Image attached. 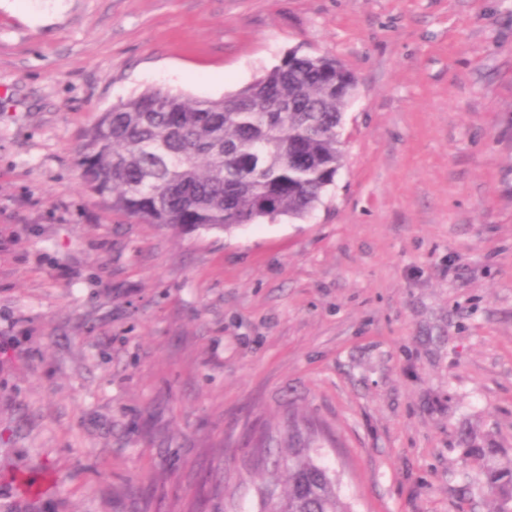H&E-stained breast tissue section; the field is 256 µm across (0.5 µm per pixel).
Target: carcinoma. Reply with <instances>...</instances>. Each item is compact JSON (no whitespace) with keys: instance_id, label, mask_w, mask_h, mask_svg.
Masks as SVG:
<instances>
[{"instance_id":"1","label":"carcinoma","mask_w":512,"mask_h":512,"mask_svg":"<svg viewBox=\"0 0 512 512\" xmlns=\"http://www.w3.org/2000/svg\"><path fill=\"white\" fill-rule=\"evenodd\" d=\"M355 77L336 58L288 53L253 84L221 100L146 90L120 100L85 130L77 166L114 214L179 233L300 219L342 167L343 109ZM288 487L265 512H350L336 478L311 456L267 465ZM494 512H512V460L486 473Z\"/></svg>"}]
</instances>
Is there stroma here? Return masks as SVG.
Instances as JSON below:
<instances>
[{
	"instance_id": "1",
	"label": "stroma",
	"mask_w": 512,
	"mask_h": 512,
	"mask_svg": "<svg viewBox=\"0 0 512 512\" xmlns=\"http://www.w3.org/2000/svg\"><path fill=\"white\" fill-rule=\"evenodd\" d=\"M356 78L305 219L182 234L82 184L145 89ZM310 428L352 512H493L512 460V0H0V512H261ZM486 480L490 491L498 494V507L493 512H512V460L504 467L488 469Z\"/></svg>"
}]
</instances>
